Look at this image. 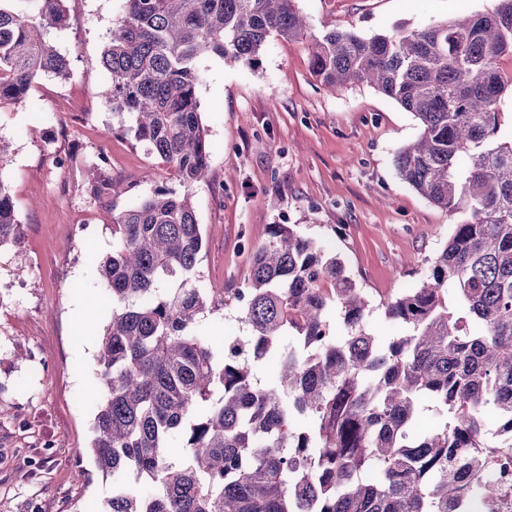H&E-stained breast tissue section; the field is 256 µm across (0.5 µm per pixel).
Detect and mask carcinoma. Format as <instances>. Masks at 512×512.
<instances>
[{"instance_id":"obj_1","label":"carcinoma","mask_w":512,"mask_h":512,"mask_svg":"<svg viewBox=\"0 0 512 512\" xmlns=\"http://www.w3.org/2000/svg\"><path fill=\"white\" fill-rule=\"evenodd\" d=\"M33 2L0 6V110L25 101L38 76L70 72L47 39L68 25L63 0ZM308 28L296 0H124L110 32L106 103L183 191L106 214L112 252L98 272L112 315L89 447L112 478L101 512H495L512 479V141L498 142L512 0L372 37L332 27L312 43L328 92L365 81L419 120L418 140L395 152L398 177L468 214L427 260L426 280L381 303L407 334L369 329L363 289L295 224L270 226L245 287L199 284L192 189L207 182L209 152L197 59L255 64L268 38ZM89 184L120 194L99 173ZM20 238L0 180V247ZM217 301L248 328L219 352L194 332ZM267 360L279 363L272 383L254 371ZM426 401L444 424H422ZM490 417L506 436L498 446L485 443Z\"/></svg>"}]
</instances>
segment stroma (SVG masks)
Listing matches in <instances>:
<instances>
[{
  "label": "stroma",
  "mask_w": 512,
  "mask_h": 512,
  "mask_svg": "<svg viewBox=\"0 0 512 512\" xmlns=\"http://www.w3.org/2000/svg\"><path fill=\"white\" fill-rule=\"evenodd\" d=\"M496 0H296L304 36L269 39L258 64L199 58L198 97L209 179L193 191L203 248L202 285L241 288L244 242L270 225L296 224L339 255L375 310L378 335L403 333L380 301L420 285L427 261L465 212L437 207L401 181L393 156L421 133L418 120L373 87L324 91L310 44L325 26L370 37L421 28ZM70 21L50 42L70 62L65 79L38 77L26 100L0 110L11 155L0 167L22 222L19 245L0 248V512H86L112 491L88 453L101 397L97 355L112 297L96 266L112 250L110 208L178 188L171 168L146 155L106 104L111 77L98 63L123 0H65ZM58 112L62 121L48 126ZM109 158L121 196H89L85 170ZM70 164L59 167L58 159ZM238 313H204L195 332L214 347L243 334ZM84 470L76 481V470Z\"/></svg>",
  "instance_id": "obj_1"
}]
</instances>
